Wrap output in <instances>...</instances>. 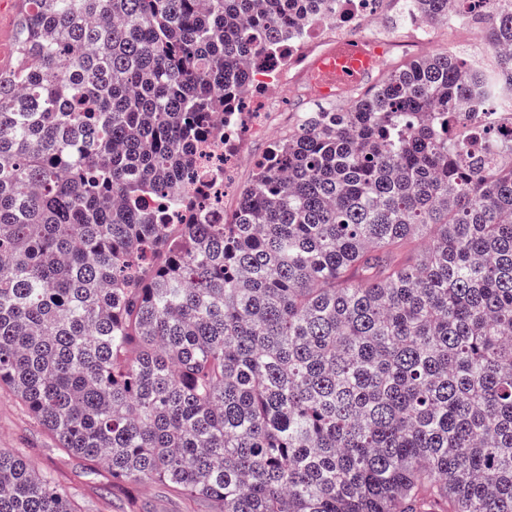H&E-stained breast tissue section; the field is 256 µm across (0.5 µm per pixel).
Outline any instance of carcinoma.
Returning a JSON list of instances; mask_svg holds the SVG:
<instances>
[{
    "mask_svg": "<svg viewBox=\"0 0 512 512\" xmlns=\"http://www.w3.org/2000/svg\"><path fill=\"white\" fill-rule=\"evenodd\" d=\"M432 21L448 0H415ZM410 59L313 107L215 222L192 153L294 37L285 0H28L0 70V388L114 482L220 512H512V87ZM0 512H79L0 448ZM512 111L501 104L498 109H489L487 99L481 90H475L473 96L467 99V105L460 115L462 120L454 128L455 137L469 138L472 130H487V139L474 141V149L478 153L488 151L492 145L501 146L498 156L512 162L510 146H512Z\"/></svg>",
    "mask_w": 512,
    "mask_h": 512,
    "instance_id": "carcinoma-1",
    "label": "carcinoma"
}]
</instances>
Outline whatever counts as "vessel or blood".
Masks as SVG:
<instances>
[{"mask_svg":"<svg viewBox=\"0 0 512 512\" xmlns=\"http://www.w3.org/2000/svg\"><path fill=\"white\" fill-rule=\"evenodd\" d=\"M374 64L373 55L364 41H339L317 60L312 76L321 91L331 95L361 82Z\"/></svg>","mask_w":512,"mask_h":512,"instance_id":"obj_1","label":"vessel or blood"}]
</instances>
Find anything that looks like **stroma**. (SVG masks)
<instances>
[{
  "label": "stroma",
  "mask_w": 512,
  "mask_h": 512,
  "mask_svg": "<svg viewBox=\"0 0 512 512\" xmlns=\"http://www.w3.org/2000/svg\"><path fill=\"white\" fill-rule=\"evenodd\" d=\"M269 145V140L252 135L237 142L239 160L227 174L225 212L236 209L239 189L253 181V162ZM0 448L19 449L36 467L51 471L60 486L75 493L81 512H216L217 509L212 501L190 499L158 483L110 484L103 469L58 450L50 435L3 391L0 392Z\"/></svg>",
  "instance_id": "1"
}]
</instances>
